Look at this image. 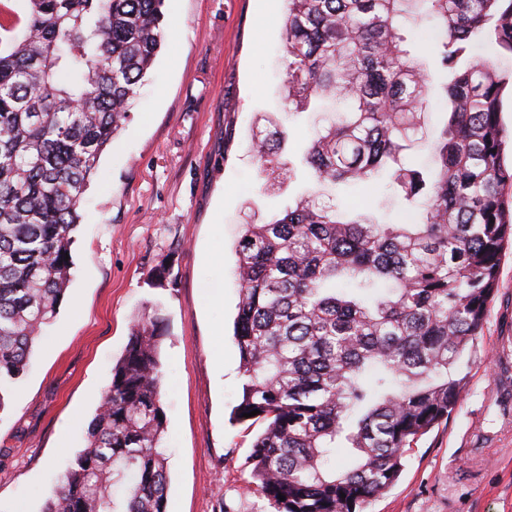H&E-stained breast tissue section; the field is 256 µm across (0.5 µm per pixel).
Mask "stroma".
Instances as JSON below:
<instances>
[{
  "mask_svg": "<svg viewBox=\"0 0 512 512\" xmlns=\"http://www.w3.org/2000/svg\"><path fill=\"white\" fill-rule=\"evenodd\" d=\"M285 0H165V41L138 102L84 195L72 280L30 366L0 409V512H41L75 454L134 320L161 313L168 512H263L247 463L262 423L232 421L243 383L233 324L234 247L245 216L281 214L317 190L300 158L315 116L285 113ZM406 47L428 62L424 137L406 168L431 166L448 120L443 34L426 19ZM235 75L234 111L219 110ZM275 115L296 176L264 187L252 137ZM226 153H219V145ZM381 224L418 218L387 178L321 189ZM222 267H215V260ZM512 249L503 256L475 361L448 422L408 449L398 480L365 512H512Z\"/></svg>",
  "mask_w": 512,
  "mask_h": 512,
  "instance_id": "stroma-1",
  "label": "stroma"
}]
</instances>
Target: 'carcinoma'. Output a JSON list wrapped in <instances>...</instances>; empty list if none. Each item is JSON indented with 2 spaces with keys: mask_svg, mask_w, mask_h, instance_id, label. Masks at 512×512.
<instances>
[{
  "mask_svg": "<svg viewBox=\"0 0 512 512\" xmlns=\"http://www.w3.org/2000/svg\"><path fill=\"white\" fill-rule=\"evenodd\" d=\"M26 2L22 35L0 17V384L22 376L59 312L85 191L164 42V0ZM427 17L444 34L449 119L429 178L393 173L406 199L424 196L423 222L348 218L307 196L237 239L236 418L257 409L265 423L249 463L272 512H361L389 489L411 444L455 410L483 334L512 238L509 78L467 51L512 55V0H288V111L329 114L302 157L316 182L372 179L423 131L428 78L403 29ZM286 142L255 144L265 181L293 176ZM342 277L389 287L338 294ZM163 322L134 325L42 512H167Z\"/></svg>",
  "mask_w": 512,
  "mask_h": 512,
  "instance_id": "obj_1",
  "label": "carcinoma"
}]
</instances>
